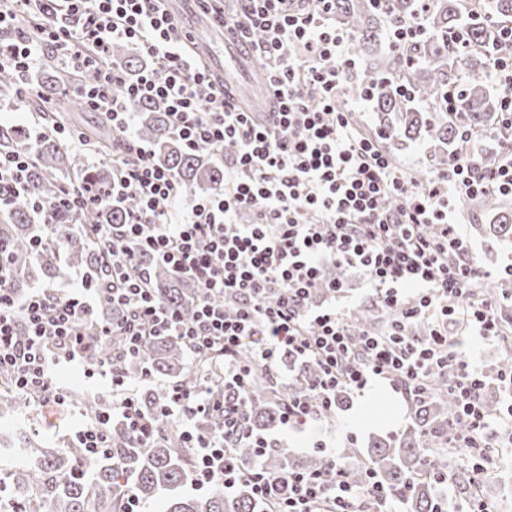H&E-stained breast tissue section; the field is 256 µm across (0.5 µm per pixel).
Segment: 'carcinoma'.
Returning a JSON list of instances; mask_svg holds the SVG:
<instances>
[{
  "instance_id": "cac0c4a2",
  "label": "carcinoma",
  "mask_w": 512,
  "mask_h": 512,
  "mask_svg": "<svg viewBox=\"0 0 512 512\" xmlns=\"http://www.w3.org/2000/svg\"><path fill=\"white\" fill-rule=\"evenodd\" d=\"M421 9L418 0H390L383 7L377 0H336L331 24L350 35L351 56L364 61L360 69L348 75L339 90L337 105L344 109L350 100L372 90L373 111L378 113L377 129L383 133L382 145L393 159L406 148V142L421 139L434 148L431 161L437 165L448 161L463 146L480 167L491 169L498 156L488 151L474 153V141L461 144L460 132L469 130L476 137L484 131L498 130L499 96L483 79L484 56L488 51L505 60L512 58V41L501 37L486 44V25L478 6L468 12L461 0H429L426 36L403 42L388 39L389 17L408 20ZM114 61L122 66L128 80L147 67L140 52L127 43L112 46L106 63L110 66ZM464 68L469 69V77L461 83L456 73ZM68 81L66 71L47 64L41 98L47 100L56 95ZM19 88L15 73L0 72V94L15 97ZM453 88L457 89L459 102L456 114L450 115L437 103ZM135 111L136 137L151 143L155 161L170 169L182 185L199 193L224 189V166L209 152L190 151L174 139L168 132L166 112L159 104L139 102ZM31 151L35 164L30 168L29 194L14 198L0 217V238L9 243L17 271L13 281L17 294L51 276L62 253L72 267H94V244L87 234L74 232V225L121 224L136 207L135 198L128 195L117 208L102 204L81 214L56 208L42 254L33 260L34 202L52 204L58 200L63 189L61 174L108 189L112 184V167L85 166L81 156L52 131L40 137L33 147L22 131L0 126V152ZM490 230L499 244H512V213L498 214ZM138 264L148 271L151 287L161 302L186 319L194 315L198 296L195 282L175 275L148 254L138 255ZM384 317V311L372 306L356 315L350 326L358 333ZM120 341L119 336L109 337L98 345L97 355L114 360L130 387L137 390L141 407L150 415L167 398V388L146 385L149 376H162L185 387L204 382L215 389L222 386L224 356L220 352L207 351L190 362L181 340L165 336L151 341L145 357L125 359L117 357ZM309 375V367L301 366L291 385H252L250 424L257 429L275 423L284 403L304 392V381ZM444 384V377L439 376L428 392L415 398L414 423L402 434L375 438L363 451L349 447L342 454L345 460L363 455L364 464L348 468L349 478L358 483L365 470H371L385 486L402 493L404 512H437L440 504L435 479L424 476L428 466L422 447L424 440H437L435 455L441 461L457 452L446 447L453 402ZM70 401L90 419L110 406L102 395L86 396L80 392L70 394ZM33 405L28 393L12 385L9 373L0 374L1 414L26 411ZM151 431V447L139 448L125 424L114 422L110 426V448L96 457L88 456L75 442L48 450L20 449L15 461L3 468V484L8 494L0 501V508L6 512H125L127 496L133 494L143 504L165 497V512H269L270 504L255 497L246 483L233 494L225 493L220 485L205 497L182 493L181 489L192 478L193 454L185 447L179 424L172 418L154 419ZM259 462L267 472L282 477L290 471H315L326 466V458L319 453L291 459L275 449L267 450Z\"/></svg>"
}]
</instances>
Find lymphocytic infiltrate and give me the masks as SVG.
I'll list each match as a JSON object with an SVG mask.
<instances>
[{"label": "lymphocytic infiltrate", "instance_id": "obj_1", "mask_svg": "<svg viewBox=\"0 0 512 512\" xmlns=\"http://www.w3.org/2000/svg\"><path fill=\"white\" fill-rule=\"evenodd\" d=\"M225 14L216 0H202L219 28L250 44L266 73L269 109L239 107L227 87L214 84L187 53V36L165 14L162 0H0V71L20 77L24 97L43 58L61 56L79 74L76 86L88 110L100 113L114 133H128L134 103L163 105L173 136L192 151L220 156L236 151L229 190L182 203V186L151 149L131 142L112 156V186L78 184L64 200L85 209L133 192L139 205L121 224L91 230L103 259L87 270L79 288H38L14 293L15 271L0 240V370L14 374L17 388L38 401L64 404L53 379L55 365L81 361L110 377L114 401L75 433L79 447L98 453L109 445V425L120 416L147 445L149 420L111 362L97 360L96 341L123 337V355L142 354L156 336L183 338L192 354L224 356V392L205 386L170 385L158 418L183 423L193 448L194 489L248 483L256 497L269 494L274 477L238 459L234 443L266 450L271 438L245 426L255 364L276 367L281 355L310 366L304 396L289 400L282 423L336 412L338 391L362 392L374 380L417 396L429 380L447 375L456 415L466 425L455 445L472 449L471 485L487 461L512 445V368L495 379L475 367L465 339L500 342L504 333L494 299L473 296L483 272L460 233L462 201L487 193L512 195V140L496 168L478 167L455 155L412 187L379 137L364 134L350 111L336 106V93L355 63L349 38L327 23L335 0H238ZM135 44L153 60L134 81L120 66L105 68L113 43ZM322 96L310 105L309 89ZM32 156L0 153V210L27 191ZM396 207H389V199ZM149 253L178 274L195 279L200 300L191 320L154 296L148 273L135 256ZM365 272L380 306L392 313L382 331L353 332L336 310L343 282L327 277L325 261ZM233 299L234 313L224 303ZM123 307L118 322H100V301ZM94 324L95 335L82 331ZM423 334H416V327ZM250 357H243V349ZM498 411L484 403L488 390ZM224 419L218 431L199 433L196 418ZM324 469L292 472L288 496L270 512H359L373 500L376 512H392L398 494L373 473L354 484L342 458L327 453Z\"/></svg>", "mask_w": 512, "mask_h": 512}]
</instances>
